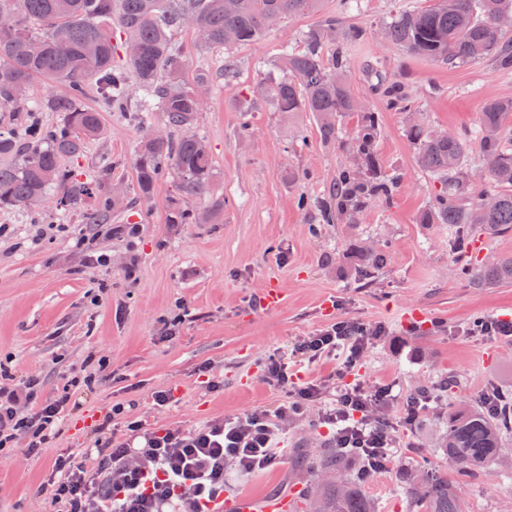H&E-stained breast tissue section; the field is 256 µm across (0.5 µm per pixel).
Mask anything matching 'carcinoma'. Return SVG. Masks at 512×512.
Masks as SVG:
<instances>
[{"instance_id": "1", "label": "carcinoma", "mask_w": 512, "mask_h": 512, "mask_svg": "<svg viewBox=\"0 0 512 512\" xmlns=\"http://www.w3.org/2000/svg\"><path fill=\"white\" fill-rule=\"evenodd\" d=\"M322 0H0V112H12L23 121L25 142L11 130H0V209H28L55 192V205L78 211L85 224H102L123 207L117 195H101L88 212L83 202L92 193L87 182L72 178L64 160L83 153L88 140L101 134V113L122 112L140 99L138 122L146 133L135 159L137 190L152 194L156 183L172 176L169 224H217L224 214V198L210 189L216 172L203 139L194 131L205 100L202 90L213 80L212 70L198 66L192 81L183 79L188 61L173 36L183 28L200 30L205 49L250 43L269 29L267 18L314 15ZM512 15V0H428L403 11L383 26L388 43L419 58L450 67L490 59L504 71L512 70V31L500 18ZM120 31L113 41L112 27ZM362 31L344 29L334 17L311 27L299 49H283L274 65L283 76L257 85L253 93L276 112L292 117L309 112L321 140L336 142L338 118L356 117L355 133L347 144L350 161L336 175L332 188L315 198L298 197L304 211H312V233L321 224H356L374 200H393L401 177L381 170L377 113L355 97L347 60L336 43L360 41ZM37 80L60 84L65 92L29 104ZM378 89L411 114L404 91L385 78ZM96 106L85 104L87 97ZM40 112H62V122L44 125ZM162 113L167 132L154 136L149 117ZM408 137L416 147L419 166L441 185L420 212V224H446L454 252V271L478 285L512 284V256L493 254L473 265L467 255L464 228L488 236L512 233V98L486 101L474 128L450 132L445 138L409 121ZM477 148L489 188L478 193L468 166ZM349 276L361 284L373 282L387 263L380 246L357 244ZM488 401L457 403L442 416L443 430L434 451L457 464L450 477L427 460L405 465L401 483L405 512H465L458 489L486 473L501 457L502 437L512 432V410ZM297 463L317 473L316 487L303 493L297 512H378L374 499L362 487V478L350 473L352 456L344 450L317 452L299 448Z\"/></svg>"}]
</instances>
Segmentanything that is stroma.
Listing matches in <instances>:
<instances>
[{"instance_id":"obj_1","label":"stroma","mask_w":512,"mask_h":512,"mask_svg":"<svg viewBox=\"0 0 512 512\" xmlns=\"http://www.w3.org/2000/svg\"><path fill=\"white\" fill-rule=\"evenodd\" d=\"M425 0H362L342 12L340 0H323V15L359 27L362 42L346 46L355 94L381 119L382 165L401 175L392 204L376 202L358 224L322 225L297 206L299 195L322 194L347 159L344 142L355 121L340 117L338 141L323 143L310 113L286 117L253 97V87L272 75L282 45L300 47L316 22L286 19L261 38L199 52L193 30L174 40L191 64L207 60L215 70L196 131L213 158L212 190L224 198L217 224L166 221L171 178L149 197L137 192L135 155L144 135L126 112L103 115V130L66 165L79 178L111 160L112 176L100 190L122 188L126 208L108 224H86L46 200L36 211L0 210V366L15 378L39 380L41 394L71 392L78 407L48 447L29 454L24 443L0 451V512H52L46 489L59 449L93 446L95 420L113 404L121 433L126 418L148 428H192L208 421L272 409L288 390L267 381L269 355L339 321L383 325L351 374L370 387H391L388 414L395 421V453L369 473L365 488L379 512H403L402 465L430 453L439 425L429 410L402 427L403 402L419 386L437 397L444 376L455 377L454 401L477 402L494 387L512 388V340L473 334L476 316L512 319V285L475 288L453 272L448 228L417 218L440 185L416 162L406 135V115L374 90L378 76L405 85L419 121L441 129H471L484 103L512 98V72L492 60L451 68L417 58L387 43L382 24ZM230 64L229 76L219 75ZM135 234H127V227ZM386 246L388 262L378 279L363 286L340 272L355 242ZM109 262L98 265L97 256ZM283 290L272 311L262 297L269 283ZM336 359L297 360L291 370L334 401ZM92 376L90 385L72 378ZM217 389H209L208 381ZM174 389L176 403L154 405L157 390ZM330 426L316 414L288 428V445L329 447ZM289 453L249 474L228 470L224 494L263 502L314 483L313 473L292 467ZM466 512H512V479L503 470L484 473L463 488Z\"/></svg>"}]
</instances>
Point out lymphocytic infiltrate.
Returning a JSON list of instances; mask_svg holds the SVG:
<instances>
[{
	"label": "lymphocytic infiltrate",
	"instance_id": "1",
	"mask_svg": "<svg viewBox=\"0 0 512 512\" xmlns=\"http://www.w3.org/2000/svg\"><path fill=\"white\" fill-rule=\"evenodd\" d=\"M382 326L340 321L302 339L293 349L268 357L266 379L290 385L287 401L272 409L224 418L183 429L145 428L141 421H125L124 439L112 436V418L123 406L104 415L93 448H64L47 482L52 504L60 512H212L224 495L228 469L248 474L278 459L289 422L317 408L323 423L335 429L337 447L351 449L367 471L385 468L392 458L393 422L387 415L391 390L357 382L342 384L334 404H321L317 384L292 383L289 363L304 357L317 360L340 355V375L359 362ZM0 369V450L25 440L29 453H38L59 432L71 404L70 394L41 399L40 383L28 379L9 383Z\"/></svg>",
	"mask_w": 512,
	"mask_h": 512
}]
</instances>
